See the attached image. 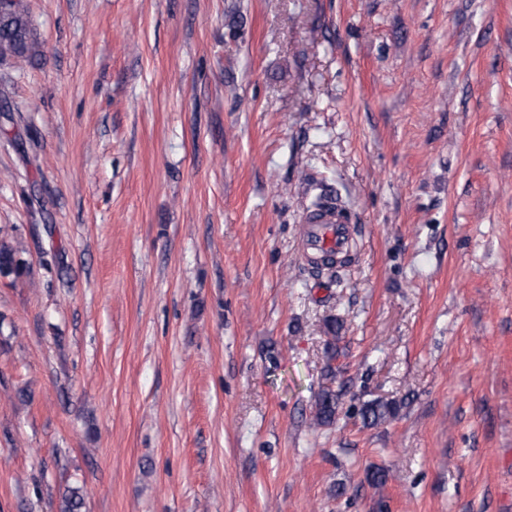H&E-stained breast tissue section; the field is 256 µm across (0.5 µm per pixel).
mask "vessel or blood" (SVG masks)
Returning a JSON list of instances; mask_svg holds the SVG:
<instances>
[{"mask_svg": "<svg viewBox=\"0 0 512 512\" xmlns=\"http://www.w3.org/2000/svg\"><path fill=\"white\" fill-rule=\"evenodd\" d=\"M354 236L352 219L340 200L327 199L312 210L305 224L304 246L315 254L345 253Z\"/></svg>", "mask_w": 512, "mask_h": 512, "instance_id": "1", "label": "vessel or blood"}]
</instances>
